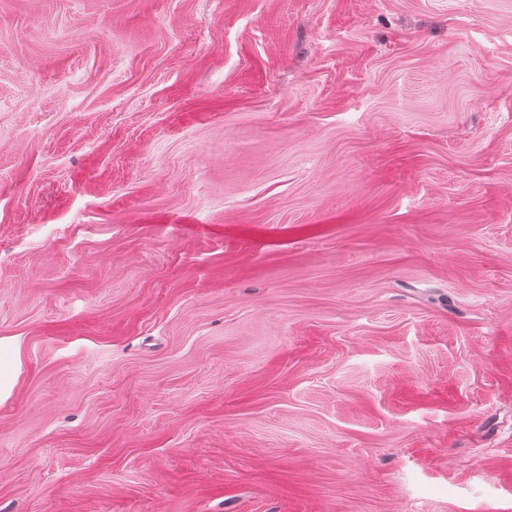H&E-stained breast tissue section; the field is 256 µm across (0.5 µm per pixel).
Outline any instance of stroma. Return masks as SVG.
<instances>
[{
	"label": "stroma",
	"mask_w": 512,
	"mask_h": 512,
	"mask_svg": "<svg viewBox=\"0 0 512 512\" xmlns=\"http://www.w3.org/2000/svg\"><path fill=\"white\" fill-rule=\"evenodd\" d=\"M0 512L512 508V0H0Z\"/></svg>",
	"instance_id": "1"
}]
</instances>
